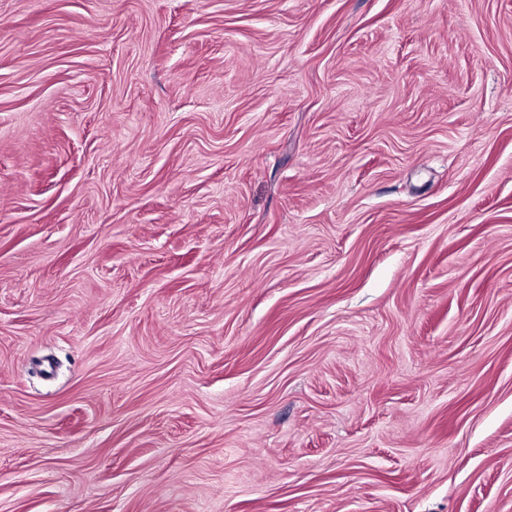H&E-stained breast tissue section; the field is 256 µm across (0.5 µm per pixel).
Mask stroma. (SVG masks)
Here are the masks:
<instances>
[{
  "label": "stroma",
  "mask_w": 512,
  "mask_h": 512,
  "mask_svg": "<svg viewBox=\"0 0 512 512\" xmlns=\"http://www.w3.org/2000/svg\"><path fill=\"white\" fill-rule=\"evenodd\" d=\"M0 512H512V0H0Z\"/></svg>",
  "instance_id": "stroma-1"
}]
</instances>
